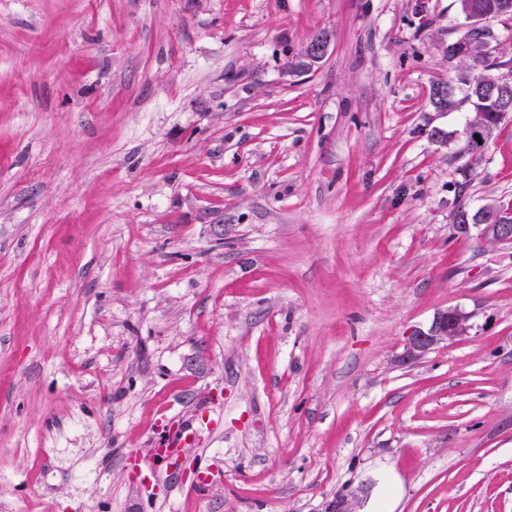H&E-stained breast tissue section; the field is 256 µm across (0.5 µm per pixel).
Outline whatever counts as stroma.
I'll return each instance as SVG.
<instances>
[{"mask_svg":"<svg viewBox=\"0 0 512 512\" xmlns=\"http://www.w3.org/2000/svg\"><path fill=\"white\" fill-rule=\"evenodd\" d=\"M459 0H0V512H512V117ZM323 36L324 57L308 44ZM469 332L398 358L434 315ZM203 416L181 471L128 460ZM207 458L196 490L187 471ZM461 40L462 38L448 45V57L451 60L457 59L459 63L465 64L468 69L467 73L462 72L458 78V81L466 87L465 95L457 99L454 86L448 83L444 86H434L430 99L434 108L440 112H454L462 104L470 106L477 124L480 125L477 129H472L465 134L469 150L474 152L481 148L493 131L511 115L512 92L511 112L505 111L502 103L495 98H491L487 93L486 79L491 74L486 72L500 66V63L496 62L487 48V43L495 42L493 30L484 35L483 40H475L466 44V46L456 43H460ZM441 87H448L452 93L447 92L445 94V92H441ZM475 135H479L482 144H479L475 139ZM479 210L480 209L475 212H471L461 205L455 211L453 217L454 224H458L463 229H466V227H463L462 224H476L473 223L471 218L475 217V213ZM504 216L505 215H503L497 209H483L481 211L480 218L484 224L476 225L482 226V234L485 236H491L492 238L499 241H511L512 224L510 221L505 220L506 218H502ZM370 486L362 485L355 491L341 492L323 501L321 512H359V503L368 495Z\"/></svg>","mask_w":512,"mask_h":512,"instance_id":"35a3bbf8","label":"stroma"}]
</instances>
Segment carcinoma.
I'll use <instances>...</instances> for the list:
<instances>
[{
    "instance_id": "cac0c4a2",
    "label": "carcinoma",
    "mask_w": 512,
    "mask_h": 512,
    "mask_svg": "<svg viewBox=\"0 0 512 512\" xmlns=\"http://www.w3.org/2000/svg\"><path fill=\"white\" fill-rule=\"evenodd\" d=\"M460 8L465 18H471L470 6H477L481 10L494 14V16L512 15V0H459ZM495 41L494 32H489L483 39L466 45L455 42L448 45V59L458 60L466 65L467 72L460 74L458 81L465 86V95L458 99L452 92L454 86H449L451 92L443 93L440 86H435L431 92V103L440 112H454L462 104L470 106L478 128L466 134L469 150L474 152L481 148L479 141L487 140L494 130L508 118L502 103L491 98L487 93L486 79L489 71L499 67V63L489 52L487 44Z\"/></svg>"
}]
</instances>
